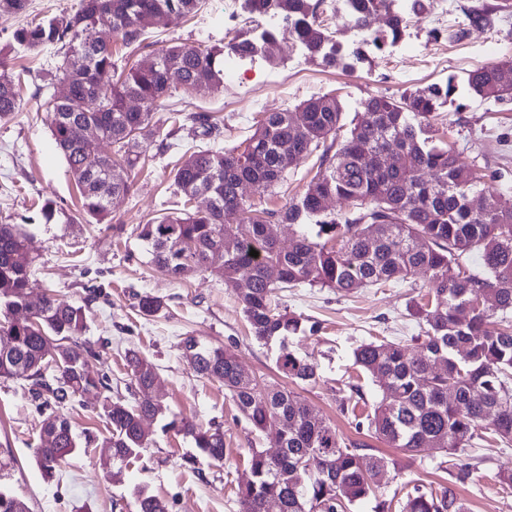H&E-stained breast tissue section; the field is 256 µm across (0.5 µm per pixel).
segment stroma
Wrapping results in <instances>:
<instances>
[{"label": "stroma", "mask_w": 512, "mask_h": 512, "mask_svg": "<svg viewBox=\"0 0 512 512\" xmlns=\"http://www.w3.org/2000/svg\"><path fill=\"white\" fill-rule=\"evenodd\" d=\"M225 0H201L185 17L153 26L140 47L112 39L119 66L128 67L163 45L181 42L202 49L224 44ZM488 7L492 26L470 29L459 41L449 34L462 25L467 10ZM79 0H29L26 14L0 11V48L14 44L17 29L61 12H75ZM436 0H427L419 21L411 22L402 39L377 50L363 45L346 22L333 24L344 51L360 50L351 69L327 67L303 52L293 37L278 36L272 59L245 64L236 81L223 90L180 101L188 112H207L220 126L227 147L246 142L262 113L292 110L311 96L333 93L351 122L368 94L400 96L431 83L455 77L456 91L437 126L461 159L476 164L481 186L496 193L512 192V104L473 98L465 77L471 70L512 57V0H448V21L436 23ZM66 53L62 45L20 52L17 68L24 76L17 88L20 108L0 118V224L17 225L27 237L35 260L33 295L46 292L81 306L85 314L82 341L95 355L92 371L107 375L113 398L129 399L125 356L148 357L158 372L154 398L163 415L146 421L151 443L132 462L103 467L100 443L106 435L97 417L100 401L89 395L67 408L76 432H89V447L77 449L54 480H45L34 450L41 426L50 414L28 392L26 381L0 378V487L24 500L30 512H137V496L147 493L168 505L169 512H238L236 490L249 475L247 452L269 449L267 436L253 431L223 386L196 376L181 348L183 336L222 346L234 353L253 375L280 384L304 399L348 441L363 443L373 453L397 459L401 477L389 481L380 497H403L414 485L450 486L465 512H512V443L488 437L464 454L446 459L423 451L404 454L357 429L340 405L361 386L370 412L378 387L353 365L352 351L362 341L386 338L416 349L420 329L411 307L424 283L414 276L385 285L339 293L302 286L274 295L280 309L300 316L304 330L291 347L316 364L319 378L304 384L279 376L274 348L253 340L233 288L219 276L200 272L181 279L160 272L152 263L136 228L180 208L171 188V169L178 154L169 151L146 160L131 176L132 194L116 198L101 223H86L79 192L49 128L44 102ZM317 171L316 157L301 163L287 181L272 189L248 187L255 209L280 208L303 194ZM54 215L45 218L44 204ZM162 301L153 317L139 313V297ZM216 422L224 429L223 463L202 457L191 438L171 429L170 421ZM468 466L471 477L455 475Z\"/></svg>", "instance_id": "1"}]
</instances>
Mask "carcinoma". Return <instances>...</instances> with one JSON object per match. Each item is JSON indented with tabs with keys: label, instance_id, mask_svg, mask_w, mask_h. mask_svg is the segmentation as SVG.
<instances>
[{
	"label": "carcinoma",
	"instance_id": "cac0c4a2",
	"mask_svg": "<svg viewBox=\"0 0 512 512\" xmlns=\"http://www.w3.org/2000/svg\"><path fill=\"white\" fill-rule=\"evenodd\" d=\"M248 12L274 13L288 22L297 44L328 66L344 59L333 32L320 21L321 0H246ZM352 22L372 44L381 48L403 36L407 16H420L424 0H406L407 9H392L394 0H353ZM200 0H81L73 14L43 19L19 28L14 42L29 51L45 45L68 47L59 69L60 82L71 94L59 102H45L49 128L77 181L83 215L100 219L109 213V198L127 196L135 183L128 171L146 161L152 145L169 151L184 121L201 129L208 139L219 125L204 112L183 113L165 103L183 93L211 94L224 88V53L244 59L267 58L265 48L276 32L256 38L234 36L222 48L201 50L172 44L157 51V64L118 70L112 47L103 41L84 43L85 29L112 30L127 44H136L153 26V17H186ZM384 13L388 29L373 30L369 18ZM467 28L492 25L491 13L474 9L466 14ZM13 49L0 48V118L19 109L15 90ZM512 69V59L478 68L468 74L470 93L481 100L512 103V85L498 83L497 72ZM453 78L431 84L395 99L371 94L352 119L346 138H339L343 107L330 93L302 101L299 113L266 112L257 122L244 149L214 144L191 146L171 170L173 193L184 204L207 193L213 204L163 215L139 225L138 238L150 247L157 268L183 277L211 271L224 284L237 287L241 276L248 291L238 293L239 304L254 339L279 343L276 371L283 377L314 383L317 367L289 348L288 339L302 329L301 318L272 304L275 290L308 285L348 293L395 279L423 275L425 294L414 303L421 329L414 353L394 341H370L353 352L354 365L380 383L381 397L365 416L357 404L341 405L377 439L408 454L435 450L441 457L455 455L482 439V430L501 440H512V196L497 194L484 212L470 207V195L481 183L477 166L462 161L434 128L441 109L451 101ZM140 107L132 111L128 101ZM301 123L295 124V117ZM169 129H164V125ZM76 125H91L100 142L112 152L90 160L73 140ZM288 145V152L282 151ZM389 154L393 163L376 168L365 163V151ZM318 154L316 174L305 192L280 209L257 211L237 195L239 180L271 188L312 154ZM112 166V180L98 168ZM428 172L431 179L422 174ZM341 199L347 209L335 213L327 199ZM298 226L291 243L273 240L266 224ZM22 232L0 224V378L24 379L29 392L43 405H72L90 390L111 391L106 375L88 368L92 348L79 341L85 328L82 309L53 295L32 300L33 260ZM224 246V263L213 265L207 253ZM258 252L257 257L250 251ZM476 255L482 270L468 274L462 259ZM278 278H268V269ZM483 294L494 303L479 309ZM181 347L192 352L194 373L224 385L253 431L278 430L270 454L249 449L250 479L238 485L239 512H261L269 498L278 499L282 512H351L377 495L390 475H399L396 460L363 452L362 445L346 442L336 427L312 418L306 401L255 375H244L229 350L185 336ZM441 362L435 372L432 363ZM130 387L142 391L158 378L146 357L127 359ZM163 412L157 403L132 404L104 397L99 417L109 436L102 440L108 454L103 465L122 464L148 447L144 422ZM214 462L224 461V430L191 421L171 422ZM36 461L43 475L54 476L66 458L80 447L78 435L63 414L42 427ZM299 472L290 482L283 475ZM400 512H463L451 487L436 492L415 486L399 503ZM0 512H29L27 504L0 489ZM138 512H168L153 495H138Z\"/></svg>",
	"mask_w": 512,
	"mask_h": 512
}]
</instances>
